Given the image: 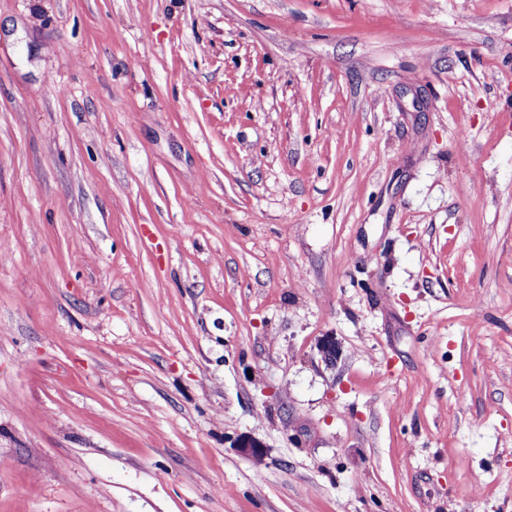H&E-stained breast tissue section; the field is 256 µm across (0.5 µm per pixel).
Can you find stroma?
I'll return each instance as SVG.
<instances>
[{"instance_id": "35a3bbf8", "label": "stroma", "mask_w": 512, "mask_h": 512, "mask_svg": "<svg viewBox=\"0 0 512 512\" xmlns=\"http://www.w3.org/2000/svg\"><path fill=\"white\" fill-rule=\"evenodd\" d=\"M0 512H512V0H0Z\"/></svg>"}]
</instances>
